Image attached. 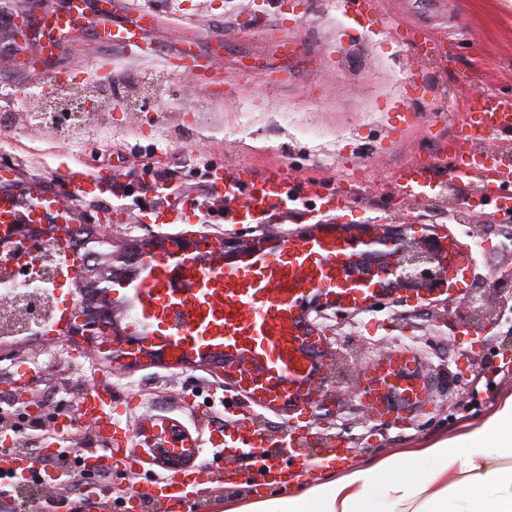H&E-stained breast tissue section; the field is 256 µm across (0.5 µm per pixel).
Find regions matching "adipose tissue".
Here are the masks:
<instances>
[{"label":"adipose tissue","mask_w":512,"mask_h":512,"mask_svg":"<svg viewBox=\"0 0 512 512\" xmlns=\"http://www.w3.org/2000/svg\"><path fill=\"white\" fill-rule=\"evenodd\" d=\"M254 512H512V396L421 448L258 500Z\"/></svg>","instance_id":"ef3b65f1"}]
</instances>
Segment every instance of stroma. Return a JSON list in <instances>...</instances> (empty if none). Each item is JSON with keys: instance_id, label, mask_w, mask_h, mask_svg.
Returning a JSON list of instances; mask_svg holds the SVG:
<instances>
[{"instance_id": "stroma-1", "label": "stroma", "mask_w": 512, "mask_h": 512, "mask_svg": "<svg viewBox=\"0 0 512 512\" xmlns=\"http://www.w3.org/2000/svg\"><path fill=\"white\" fill-rule=\"evenodd\" d=\"M158 15L144 45L168 51L193 42L208 53L216 32L224 53L214 86L199 87L174 77L152 57H133L91 42L66 39L52 70L65 88L97 91L111 85L102 106L86 113L80 135L70 143L32 125L41 99L28 93L31 79L12 69L0 41V169L16 177L59 187L64 167L88 170L101 180L117 179V193L75 192L73 202L89 219L112 214L113 241L135 242L170 233H203L226 240L285 235L314 223L317 199H299L286 218L266 224H230L211 193L218 168L244 166L262 172L278 164L297 180L317 177L334 193L355 196L354 207L331 210L338 224H381L395 237L426 234L437 226L474 259L480 288L478 306L435 297L394 301L387 316H346L313 311L325 344L336 359L341 386H328L327 409L293 418L238 397L240 415L275 437L314 430L346 436L360 465L399 448L442 439L464 424H476L512 395V240L493 206L470 200L468 181L452 185L450 198L409 209L394 204L395 174L416 161L449 171L453 140L469 100L494 94L512 100V0H379L384 24L410 27L412 44L397 36L364 39L340 15L334 0H151ZM300 36L306 52L288 61L276 50L283 33ZM112 63L111 78L97 76L100 61ZM430 82L433 104L422 107L421 124L406 125L399 114L413 108L409 83ZM199 203L186 224L142 222L143 212L162 208L170 193ZM487 326L481 346L471 347L466 331ZM81 340L65 335L45 347L31 336L0 345V406L24 411H73L78 394L94 385L112 395V408L132 423L144 414L167 416L203 435L237 429L221 407L197 404L198 388L224 396L223 372L190 366L113 370L103 358L79 353ZM412 346L428 382L423 406L407 408L404 424L381 421L352 392L353 364L368 365L393 349ZM37 366L26 387L21 369ZM0 512H87L77 487L42 488L38 497L14 509L0 499Z\"/></svg>"}]
</instances>
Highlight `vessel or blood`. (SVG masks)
<instances>
[{
    "instance_id": "b4317fda",
    "label": "vessel or blood",
    "mask_w": 512,
    "mask_h": 512,
    "mask_svg": "<svg viewBox=\"0 0 512 512\" xmlns=\"http://www.w3.org/2000/svg\"><path fill=\"white\" fill-rule=\"evenodd\" d=\"M112 0H68L56 10L49 0H27L26 8L14 12L11 25L49 28L61 37L90 35L128 55L143 51L141 33L157 13L140 7L132 26L99 33L96 15ZM336 9L353 18L362 32L381 35L378 0H336ZM224 48L223 34H215L209 55L197 53L192 43L167 52L154 49L163 67L191 75L207 83ZM55 51L44 45L36 55L20 60L22 70L36 81H57L49 70ZM472 114L461 128L459 139L466 148L458 156L454 175L469 179L473 197L494 202L497 210H512V152L500 150L486 158L481 145L494 138L512 137V102L489 95L475 101ZM63 187L46 191L33 186L31 203H23L17 191L0 189V236L18 232L23 224L70 223L72 212L63 201L64 188L92 192L96 176L65 170ZM215 194L224 202L225 218L232 224H258L270 215L286 213L292 192L287 176L278 170L254 174L249 168L228 166L218 171ZM439 177L431 166H410L395 178L398 204L429 200L437 195ZM193 205L180 199L159 213L160 222L188 221ZM379 227L375 224H323L306 226L299 234L260 237L248 247L224 252L218 243L204 237L189 245L170 239L158 248L146 249L130 272L115 279L112 292L129 299L132 314L121 327L118 340L125 360L140 363L153 353L174 367L224 361V377L234 392L245 393L258 406L272 410L287 406L298 412L308 409V399L319 393L328 353L318 328L310 321L313 309L339 312L365 311L392 298L389 283L364 275L362 264L376 250ZM444 250L449 269L425 296H465L469 293L474 266L459 259V244L449 239ZM413 350L395 349L366 369L357 384V395L373 415L394 413L391 396L411 405L426 401V385ZM77 419L93 427L103 449L89 448L81 456V472L143 469L142 449H154L157 457L180 461V468L165 476L133 485L127 500L139 508L154 506L161 512H202L205 501L196 471L184 464L200 447L199 432L173 421L151 416L126 425L112 415V397L103 390H84L76 401ZM76 419V420H77ZM133 449H126V441ZM242 447L254 449L248 469L215 471L212 482L222 479L250 486L288 485L315 469L347 462L348 439L337 438L329 448L298 456L270 454L273 440L260 430L242 426ZM49 447L39 456L52 455ZM39 456L0 452V473L17 476L35 471Z\"/></svg>"
}]
</instances>
